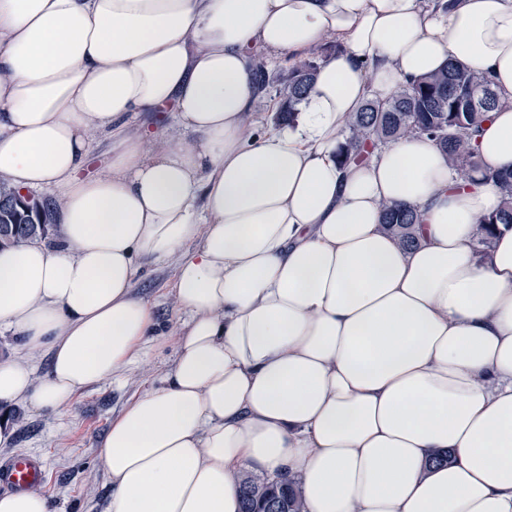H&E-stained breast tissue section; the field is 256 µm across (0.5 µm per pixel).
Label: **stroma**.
Wrapping results in <instances>:
<instances>
[{
    "instance_id": "1",
    "label": "stroma",
    "mask_w": 512,
    "mask_h": 512,
    "mask_svg": "<svg viewBox=\"0 0 512 512\" xmlns=\"http://www.w3.org/2000/svg\"><path fill=\"white\" fill-rule=\"evenodd\" d=\"M173 272L172 264L155 265L134 288L153 307L159 331L134 364L90 385L68 406L35 410L22 403L13 409L15 443L0 448V460L27 452L43 456L47 475L40 493L52 512H110L111 483L99 465V447L112 419L132 397L158 385L174 358V334L185 315L171 293Z\"/></svg>"
}]
</instances>
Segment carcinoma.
I'll use <instances>...</instances> for the list:
<instances>
[{"label":"carcinoma","mask_w":512,"mask_h":512,"mask_svg":"<svg viewBox=\"0 0 512 512\" xmlns=\"http://www.w3.org/2000/svg\"><path fill=\"white\" fill-rule=\"evenodd\" d=\"M319 61L317 56L310 57L273 82L265 61L255 58L259 91L264 93L271 84H277V123L293 120L296 105L314 84ZM496 105V94L485 76L450 64L401 86L388 97L367 100L360 111L351 114L339 163L363 162L378 145L410 133L432 138L459 177L469 179L478 173L501 194L500 211L484 220L475 240L476 253L484 256L493 244L492 227L512 225V171L483 166L469 144L472 131ZM55 207L48 198L35 201L0 184V248L48 238L54 228L51 219ZM417 223L415 212L406 207H384V229L407 248L416 242L413 228ZM240 497L242 512H269L273 508L301 512L302 508L296 483L283 478L247 475L240 482Z\"/></svg>","instance_id":"1"}]
</instances>
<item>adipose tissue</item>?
<instances>
[{
    "label": "adipose tissue",
    "instance_id": "obj_1",
    "mask_svg": "<svg viewBox=\"0 0 512 512\" xmlns=\"http://www.w3.org/2000/svg\"><path fill=\"white\" fill-rule=\"evenodd\" d=\"M330 36L295 121L255 133L251 48L274 67ZM449 63L490 79L471 146L512 169V0H0V182L60 204L53 244L0 250V448L19 403L134 362L155 317L133 287L170 261L188 321L101 444L111 512H240L248 471L302 512H512V225L474 253L499 194L420 135L338 163L350 113ZM97 137L112 159L79 178ZM384 229L396 236L404 247H411L416 242L413 233L418 218L414 211L406 207H384Z\"/></svg>",
    "mask_w": 512,
    "mask_h": 512
}]
</instances>
